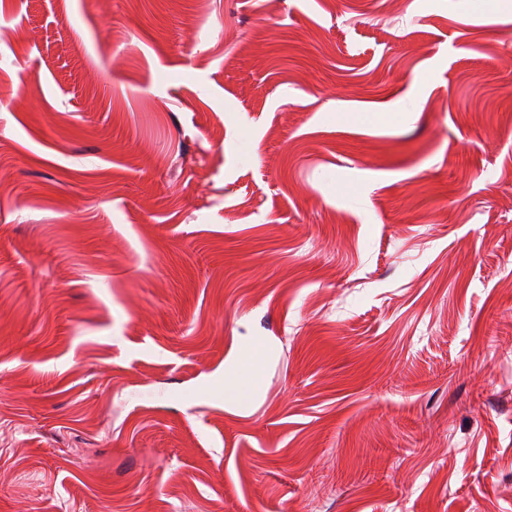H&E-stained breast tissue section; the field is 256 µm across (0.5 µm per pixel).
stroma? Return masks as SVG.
Listing matches in <instances>:
<instances>
[{
	"mask_svg": "<svg viewBox=\"0 0 512 512\" xmlns=\"http://www.w3.org/2000/svg\"><path fill=\"white\" fill-rule=\"evenodd\" d=\"M511 245L512 0H0V512H512ZM265 371V352L255 343L243 346L224 371V401L235 405L258 393Z\"/></svg>",
	"mask_w": 512,
	"mask_h": 512,
	"instance_id": "obj_1",
	"label": "stroma"
}]
</instances>
